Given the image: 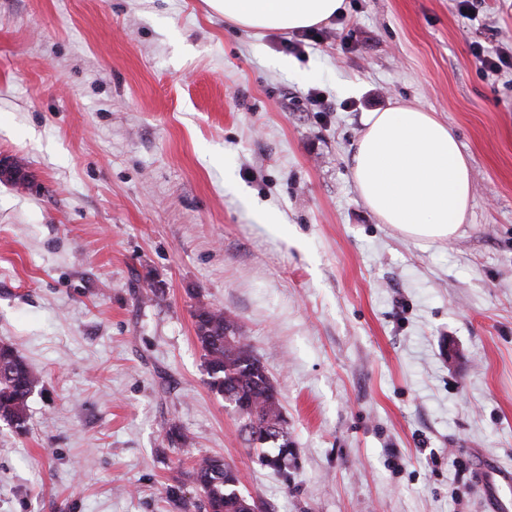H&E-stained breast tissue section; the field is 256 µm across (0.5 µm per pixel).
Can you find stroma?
I'll return each instance as SVG.
<instances>
[{
    "instance_id": "35a3bbf8",
    "label": "stroma",
    "mask_w": 512,
    "mask_h": 512,
    "mask_svg": "<svg viewBox=\"0 0 512 512\" xmlns=\"http://www.w3.org/2000/svg\"><path fill=\"white\" fill-rule=\"evenodd\" d=\"M318 39L209 0H0V342L42 373L0 421V512H178L219 455L265 512H493L512 467V0H344ZM322 96L324 106L314 105ZM415 104L472 174L448 242L380 223L350 173L363 119ZM277 387L286 473L209 387L197 307ZM193 438L169 447L168 423ZM478 60L485 70L498 74L504 70L512 69V52L497 50L495 52L477 54ZM484 470L486 473V492L488 496H491L494 502V509L507 510L508 506L503 504L502 501L498 498L497 492L499 485L512 484L511 469L501 466L498 463L492 462L488 457H485Z\"/></svg>"
}]
</instances>
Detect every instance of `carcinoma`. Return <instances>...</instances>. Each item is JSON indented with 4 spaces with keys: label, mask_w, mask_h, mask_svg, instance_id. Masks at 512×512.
I'll return each mask as SVG.
<instances>
[{
    "label": "carcinoma",
    "mask_w": 512,
    "mask_h": 512,
    "mask_svg": "<svg viewBox=\"0 0 512 512\" xmlns=\"http://www.w3.org/2000/svg\"><path fill=\"white\" fill-rule=\"evenodd\" d=\"M195 334L204 352L205 367L212 391L230 394L246 404L247 419L257 424L260 447L278 449L267 466L282 470L288 465L290 444L273 427L285 423L279 393L265 367L246 342L240 325L222 309L200 306L193 314ZM41 373L34 369L11 343L0 344V420L23 426L27 420L28 398L39 385ZM166 437L173 448H187L193 438L172 422ZM193 480L206 497V512H251L255 499L239 492L236 470L222 458L203 457L193 467ZM166 494L181 512H191L196 504L187 499L179 480L167 485Z\"/></svg>",
    "instance_id": "carcinoma-1"
}]
</instances>
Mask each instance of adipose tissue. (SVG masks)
Listing matches in <instances>:
<instances>
[{
  "instance_id": "ef3b65f1",
  "label": "adipose tissue",
  "mask_w": 512,
  "mask_h": 512,
  "mask_svg": "<svg viewBox=\"0 0 512 512\" xmlns=\"http://www.w3.org/2000/svg\"><path fill=\"white\" fill-rule=\"evenodd\" d=\"M225 21L256 31L317 26L343 0H210ZM351 176L366 207L417 241H446L465 223L471 169L452 127L416 105L371 112L351 156Z\"/></svg>"
}]
</instances>
